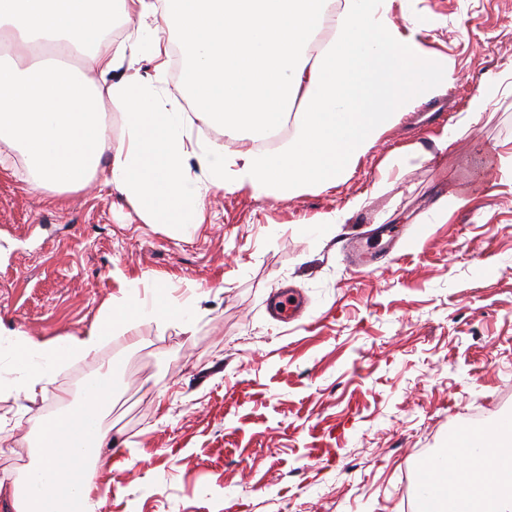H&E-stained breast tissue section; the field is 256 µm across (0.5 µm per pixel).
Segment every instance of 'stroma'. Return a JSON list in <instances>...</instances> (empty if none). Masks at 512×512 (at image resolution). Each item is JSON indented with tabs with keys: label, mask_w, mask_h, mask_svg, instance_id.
<instances>
[{
	"label": "stroma",
	"mask_w": 512,
	"mask_h": 512,
	"mask_svg": "<svg viewBox=\"0 0 512 512\" xmlns=\"http://www.w3.org/2000/svg\"><path fill=\"white\" fill-rule=\"evenodd\" d=\"M452 87L401 117L345 180L277 200L219 191L205 220L145 224L103 179L33 192L16 159L0 170V384L20 371L12 330L51 341L88 326L125 282L150 273L195 301L193 336L145 325L58 371L81 399L111 364L100 459L108 512H414L417 465L475 409L512 418V0H396ZM501 85L469 129L442 141L477 84ZM469 199L457 209L450 187ZM361 198L334 235L314 216ZM393 228L396 246L349 266L345 238ZM309 301L276 319L274 288ZM53 399L0 395V480L30 461L24 438Z\"/></svg>",
	"instance_id": "stroma-1"
}]
</instances>
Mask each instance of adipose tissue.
I'll list each match as a JSON object with an SVG mask.
<instances>
[{"instance_id":"obj_1","label":"adipose tissue","mask_w":512,"mask_h":512,"mask_svg":"<svg viewBox=\"0 0 512 512\" xmlns=\"http://www.w3.org/2000/svg\"><path fill=\"white\" fill-rule=\"evenodd\" d=\"M393 2L0 0V169L23 156L34 192L76 191L103 174L146 224L202 223L205 199L219 190L289 198L336 186L401 115L458 78L453 59L423 45L414 18L391 19ZM117 12L131 28L113 42L105 32ZM160 19L180 33L184 81L175 90L165 80L169 42L141 35ZM77 55L94 62L103 84L66 66ZM145 59L156 63L148 78ZM120 69L124 77L111 80ZM186 96L194 112L182 111ZM109 106L123 119L117 142ZM198 118L230 138L257 140L286 122L291 134L272 152L229 151L193 139ZM192 308L146 274L77 332L51 342L16 332L15 393L52 397L61 412L42 427L24 478L0 481L13 512H96L104 490L97 459L112 445L102 425L112 371L75 403L54 369L143 325L174 321L193 335ZM443 464L461 479L453 512H512V420L476 438L456 433Z\"/></svg>"}]
</instances>
